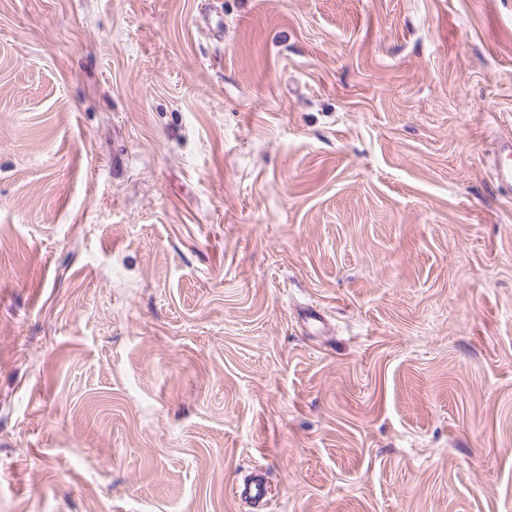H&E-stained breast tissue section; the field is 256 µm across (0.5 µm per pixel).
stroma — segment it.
<instances>
[{
	"mask_svg": "<svg viewBox=\"0 0 512 512\" xmlns=\"http://www.w3.org/2000/svg\"><path fill=\"white\" fill-rule=\"evenodd\" d=\"M212 14L0 0V512H512V0ZM495 155V178L497 188L506 195H512V141L499 143Z\"/></svg>",
	"mask_w": 512,
	"mask_h": 512,
	"instance_id": "1",
	"label": "stroma"
}]
</instances>
